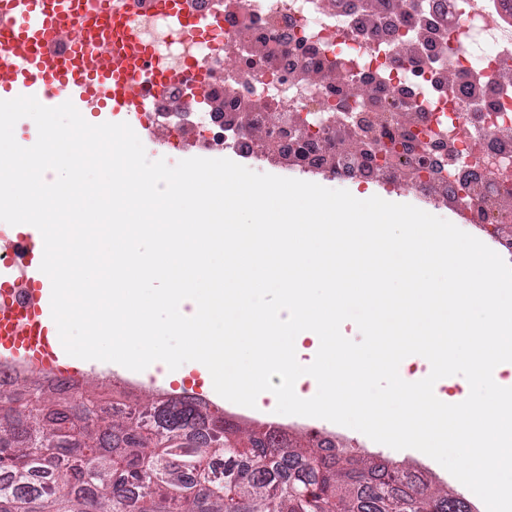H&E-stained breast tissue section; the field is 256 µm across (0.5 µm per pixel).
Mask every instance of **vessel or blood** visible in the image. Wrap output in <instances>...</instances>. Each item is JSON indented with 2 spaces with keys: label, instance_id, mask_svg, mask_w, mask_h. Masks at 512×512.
Instances as JSON below:
<instances>
[{
  "label": "vessel or blood",
  "instance_id": "vessel-or-blood-1",
  "mask_svg": "<svg viewBox=\"0 0 512 512\" xmlns=\"http://www.w3.org/2000/svg\"><path fill=\"white\" fill-rule=\"evenodd\" d=\"M179 19L193 38L206 37L222 17H191L184 0H156ZM151 48L130 28L111 0H0V99L33 96L56 107L72 102L77 110L112 113L149 111L156 94L171 82ZM18 260L0 277L28 281L22 302L0 296V354L35 353L55 361L63 352L51 316V282L40 269L33 238L14 242Z\"/></svg>",
  "mask_w": 512,
  "mask_h": 512
}]
</instances>
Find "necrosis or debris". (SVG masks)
<instances>
[{
  "label": "necrosis or debris",
  "mask_w": 512,
  "mask_h": 512,
  "mask_svg": "<svg viewBox=\"0 0 512 512\" xmlns=\"http://www.w3.org/2000/svg\"><path fill=\"white\" fill-rule=\"evenodd\" d=\"M196 16L233 18L210 39L189 38L152 0H125L140 39L162 67L179 73L186 62L201 70L209 97L230 104L226 125L207 111L187 118L153 100L143 123L167 126L178 137L191 123L205 146L224 148L248 163L272 161L283 177L310 172L332 177L337 164L353 167L357 184L385 188L401 183L418 206L453 199L456 213L477 214L481 230L512 223V206L498 195L512 187V28L490 22L494 0H186ZM404 57V66L394 64ZM331 74L345 101L327 93ZM307 114L310 139L322 142L324 165L307 168L285 158L278 131L299 136ZM255 131L249 149L238 146V125ZM423 130L446 145L448 161L426 169L393 160L358 166L357 149L380 151L385 129ZM477 171L462 183L459 164Z\"/></svg>",
  "instance_id": "obj_1"
}]
</instances>
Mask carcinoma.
Segmentation results:
<instances>
[{
    "label": "carcinoma",
    "instance_id": "cac0c4a2",
    "mask_svg": "<svg viewBox=\"0 0 512 512\" xmlns=\"http://www.w3.org/2000/svg\"><path fill=\"white\" fill-rule=\"evenodd\" d=\"M0 390V512H459L395 463L235 427L203 402L107 413L75 381Z\"/></svg>",
    "mask_w": 512,
    "mask_h": 512
}]
</instances>
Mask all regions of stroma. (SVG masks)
Here are the masks:
<instances>
[{
	"instance_id": "stroma-1",
	"label": "stroma",
	"mask_w": 512,
	"mask_h": 512,
	"mask_svg": "<svg viewBox=\"0 0 512 512\" xmlns=\"http://www.w3.org/2000/svg\"><path fill=\"white\" fill-rule=\"evenodd\" d=\"M74 377L97 385L102 393L111 391L115 386L124 388L133 401L147 396L190 395L203 400L210 407L222 409L227 419L243 427L271 425L292 438L313 434L318 439L352 448L358 458L373 463L386 457L396 462L402 470L419 476L431 489L461 495L470 503L473 512H486L479 497L435 460L418 450H395L372 441L357 430L324 419L283 415L271 408H248L232 403L218 395L214 388L208 387L199 371L190 366L184 367L182 373L174 378L165 376L160 367L151 373L135 372L118 364H82Z\"/></svg>"
}]
</instances>
